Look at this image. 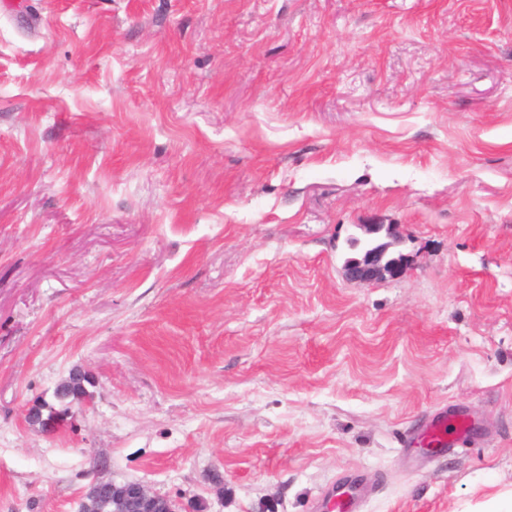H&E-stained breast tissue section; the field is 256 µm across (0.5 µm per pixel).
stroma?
Segmentation results:
<instances>
[{
  "label": "stroma",
  "mask_w": 512,
  "mask_h": 512,
  "mask_svg": "<svg viewBox=\"0 0 512 512\" xmlns=\"http://www.w3.org/2000/svg\"><path fill=\"white\" fill-rule=\"evenodd\" d=\"M0 11V512L95 456L190 512L512 492V0ZM385 225L400 276L347 281ZM90 401L26 411L74 368ZM440 409L472 430L424 451Z\"/></svg>",
  "instance_id": "stroma-1"
}]
</instances>
